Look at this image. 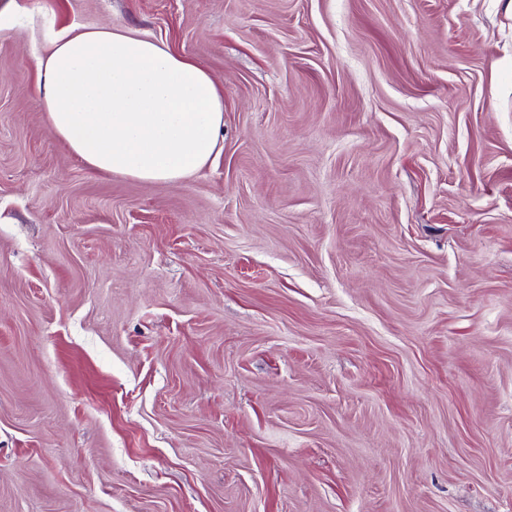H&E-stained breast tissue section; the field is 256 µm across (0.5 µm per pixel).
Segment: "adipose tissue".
Wrapping results in <instances>:
<instances>
[{
    "mask_svg": "<svg viewBox=\"0 0 512 512\" xmlns=\"http://www.w3.org/2000/svg\"><path fill=\"white\" fill-rule=\"evenodd\" d=\"M38 106L90 168L179 181L213 157L224 98L198 64L108 26L69 31L34 59Z\"/></svg>",
    "mask_w": 512,
    "mask_h": 512,
    "instance_id": "obj_1",
    "label": "adipose tissue"
}]
</instances>
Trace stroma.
Masks as SVG:
<instances>
[{
	"label": "stroma",
	"mask_w": 512,
	"mask_h": 512,
	"mask_svg": "<svg viewBox=\"0 0 512 512\" xmlns=\"http://www.w3.org/2000/svg\"><path fill=\"white\" fill-rule=\"evenodd\" d=\"M0 512H512L507 0H0ZM196 60L218 151L98 173L32 54Z\"/></svg>",
	"instance_id": "obj_1"
}]
</instances>
